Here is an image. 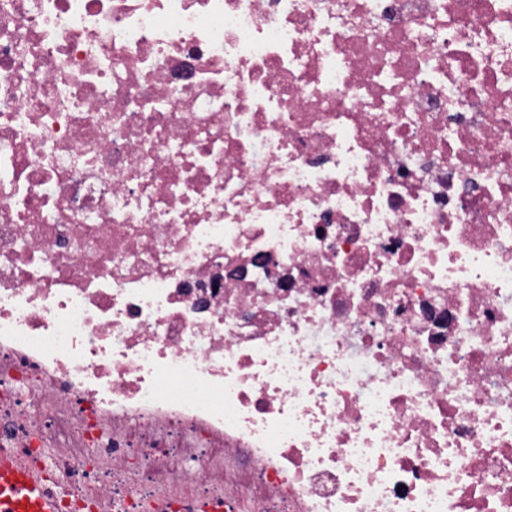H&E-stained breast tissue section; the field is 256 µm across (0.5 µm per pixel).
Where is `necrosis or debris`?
I'll return each mask as SVG.
<instances>
[{"mask_svg": "<svg viewBox=\"0 0 512 512\" xmlns=\"http://www.w3.org/2000/svg\"><path fill=\"white\" fill-rule=\"evenodd\" d=\"M0 447L61 512H512V0H0Z\"/></svg>", "mask_w": 512, "mask_h": 512, "instance_id": "obj_1", "label": "necrosis or debris"}]
</instances>
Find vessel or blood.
Masks as SVG:
<instances>
[{
	"label": "vessel or blood",
	"instance_id": "obj_1",
	"mask_svg": "<svg viewBox=\"0 0 512 512\" xmlns=\"http://www.w3.org/2000/svg\"><path fill=\"white\" fill-rule=\"evenodd\" d=\"M55 499L41 479L13 463L0 449V512H57Z\"/></svg>",
	"mask_w": 512,
	"mask_h": 512
}]
</instances>
